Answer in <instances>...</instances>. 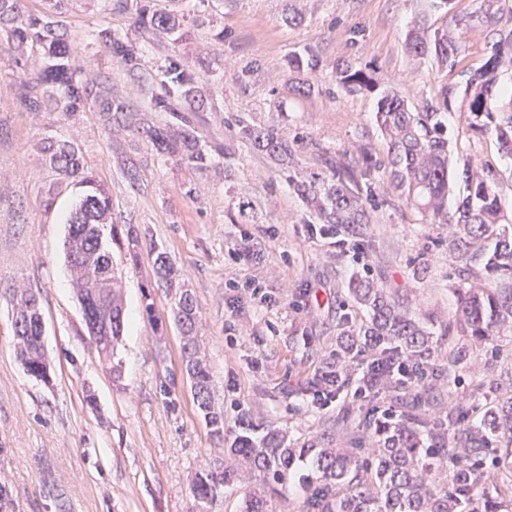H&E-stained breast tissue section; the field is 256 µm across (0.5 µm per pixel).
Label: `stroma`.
I'll list each match as a JSON object with an SVG mask.
<instances>
[{
  "instance_id": "1",
  "label": "stroma",
  "mask_w": 512,
  "mask_h": 512,
  "mask_svg": "<svg viewBox=\"0 0 512 512\" xmlns=\"http://www.w3.org/2000/svg\"><path fill=\"white\" fill-rule=\"evenodd\" d=\"M187 35L145 42L133 72L100 47L82 49L76 64L112 80L127 111L90 109L68 116L27 112L15 103L16 72L0 56V480L16 512H192L196 473L223 466L227 441L201 418L185 371L174 293L158 284L151 245L184 273L182 287L199 308L197 336L214 384V403L233 427L250 417L286 431L294 445L311 439L351 447L359 417L345 398L316 401L310 380L336 350V314H366L347 286L366 272L393 294L419 305L436 330L455 308L461 278L484 282L480 264L464 267L448 246V231L408 206L377 162L386 151L375 122L376 99L341 90L333 74L349 61L384 76L410 104L446 105L448 150L455 171L467 160L491 165L503 221L512 224V157L494 131L474 133L461 99L443 100L442 86L479 71L496 36L480 15L512 27V0H163ZM466 25H459V18ZM57 20L69 35L93 30L133 32V15L106 0H69ZM448 29L465 45L458 66L412 64L405 34L415 21ZM177 54L200 76L206 104L195 131L202 144L233 143L230 157L196 169L160 154L143 134L165 124L145 109L159 89L165 58ZM315 56L314 72L289 60ZM309 93H299L301 82ZM273 128L292 142L293 175L326 176L323 157L354 168L373 197L372 236L361 262L338 253L334 240L312 233L310 213L269 159L235 140L234 123ZM73 142L112 197V219L141 237L138 261L125 247L112 257L122 282L125 331L113 374L90 343L66 262L65 216L75 188L56 191L45 165L46 139ZM137 166L128 179L125 163ZM251 203L256 223H238ZM260 282L268 301L240 283ZM38 290L45 320L49 381L30 376L16 358L9 296ZM468 365L452 373L445 357L430 384L441 398L468 395L484 384L492 398L512 395V330L496 348L469 343Z\"/></svg>"
}]
</instances>
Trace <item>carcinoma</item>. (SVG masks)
I'll return each mask as SVG.
<instances>
[{
  "instance_id": "obj_1",
  "label": "carcinoma",
  "mask_w": 512,
  "mask_h": 512,
  "mask_svg": "<svg viewBox=\"0 0 512 512\" xmlns=\"http://www.w3.org/2000/svg\"><path fill=\"white\" fill-rule=\"evenodd\" d=\"M118 6L131 8L136 24L174 43L179 40V19L158 10L156 0H121ZM495 34L499 39L485 69L469 75L463 83L441 89L445 102L450 95L462 97L467 125L480 133L492 118L489 102L496 92V73L502 67H512V29H497ZM88 38L119 63L127 65L143 54L142 46L110 29L92 31ZM79 50V43L47 12L27 11L22 0H0V52L10 56L20 70L15 100L21 109L73 115L87 111L93 96L108 112L126 110L112 82L95 85L77 70L74 57ZM406 50L413 58L433 57L453 65L464 54L465 45L450 32L431 33L418 24L408 34ZM335 80L348 93H372L381 85L375 72L349 63L336 65ZM202 108L198 79L184 70L173 54L161 92L150 93L146 107L148 112L170 113L173 122L150 126L146 135L160 152L206 168L212 153L200 144L192 120ZM375 119L385 138L394 187L429 223L448 226V246L465 265L479 263L487 280L504 283L501 288L470 284L456 289L454 317L445 332V356L452 372L467 364L461 337L491 344L502 327L512 328V224L502 223L496 187L482 162L467 163L463 170L465 194L455 209L448 210L447 113L429 102L414 110L399 92L387 89L377 100ZM235 125L239 139L276 161L277 173L293 181L288 139L242 117ZM495 129L499 149L512 155V115ZM44 152L61 181L82 188L67 219V258L93 330L89 338L115 372L120 366L116 355L125 321L112 263V242L117 237L112 201L105 186L89 176L74 144L50 140ZM326 164L329 176L299 184L297 192L314 213L316 232L350 248L363 247L371 237L366 208L371 187H362L354 170L331 159ZM151 251L158 280L173 287L178 270L167 252L155 245ZM348 294L368 317L360 323L347 314L336 319V352L333 361L312 377L313 388L341 393L344 382L353 377V363L375 354L386 361L405 356L417 365H431L438 345L426 322L408 306L363 275L352 279ZM10 303L17 358L29 375L46 381L50 373L38 294L31 288L21 289L13 293ZM175 316L185 339L182 350L197 408L212 434L222 438L224 414L214 408L211 377L197 344V306L186 290L176 297ZM366 387L374 396L392 388L400 400L399 414L393 418L376 420L364 413L370 447L293 448L283 432L270 428L256 437L253 424L241 419L230 448L238 463L196 475L191 487L196 512H212L224 488L234 486L244 489L243 512H268L270 497L282 493L295 464L306 459L316 475L306 512H512V481L498 485L493 496L479 494V488L499 472L512 470V399L485 403L480 420L473 423L470 417L478 406L450 400L447 407H440L431 388L410 391L404 382L389 380L384 369L368 373Z\"/></svg>"
}]
</instances>
